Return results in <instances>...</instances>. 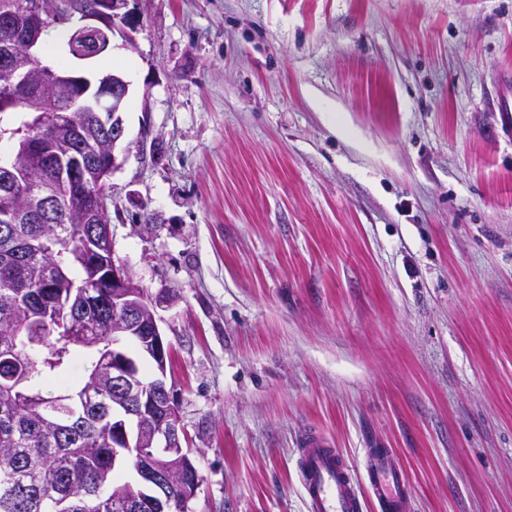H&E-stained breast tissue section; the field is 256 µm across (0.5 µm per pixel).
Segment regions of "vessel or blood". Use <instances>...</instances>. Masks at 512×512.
Masks as SVG:
<instances>
[{
	"label": "vessel or blood",
	"mask_w": 512,
	"mask_h": 512,
	"mask_svg": "<svg viewBox=\"0 0 512 512\" xmlns=\"http://www.w3.org/2000/svg\"><path fill=\"white\" fill-rule=\"evenodd\" d=\"M299 467L308 512H363V498L347 462L319 433L303 434ZM364 470L380 512H408L410 494L406 476L391 451L368 449Z\"/></svg>",
	"instance_id": "obj_1"
}]
</instances>
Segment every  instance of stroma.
Segmentation results:
<instances>
[{
    "label": "stroma",
    "mask_w": 512,
    "mask_h": 512,
    "mask_svg": "<svg viewBox=\"0 0 512 512\" xmlns=\"http://www.w3.org/2000/svg\"><path fill=\"white\" fill-rule=\"evenodd\" d=\"M135 8L70 63L130 84L113 258L177 295L190 512H308L309 430L411 512H512V0ZM365 479L380 512H407L410 494L405 473L394 454L370 448L365 457Z\"/></svg>",
    "instance_id": "35a3bbf8"
}]
</instances>
